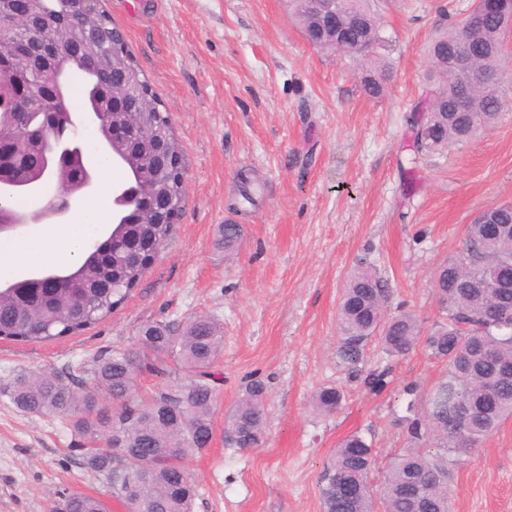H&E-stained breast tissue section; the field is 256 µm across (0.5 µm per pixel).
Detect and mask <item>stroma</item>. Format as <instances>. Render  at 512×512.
<instances>
[{
    "instance_id": "obj_1",
    "label": "stroma",
    "mask_w": 512,
    "mask_h": 512,
    "mask_svg": "<svg viewBox=\"0 0 512 512\" xmlns=\"http://www.w3.org/2000/svg\"><path fill=\"white\" fill-rule=\"evenodd\" d=\"M472 0H381L392 42L386 94L362 89L348 57L312 47L288 0H102L173 125L184 168L177 232L140 288L81 335L49 343L0 342V512H53L59 494L106 497L87 469L70 416H31L2 385L21 369L59 373L137 351L142 326L198 315L224 330L213 440L190 461L191 512H322L321 477L338 443L363 433L379 483L406 445L408 407L423 411L444 363L416 349L387 362L368 344L358 366L337 355V308L349 272L389 278V314L438 317L432 273L463 246L480 209L512 202V113L443 152L412 153L406 117L427 82V44ZM256 187L254 203L239 178ZM244 237L224 251V227ZM391 366L379 391L365 376ZM267 387L266 436L242 450L225 417L252 378ZM327 383L343 406L312 405ZM415 385L416 399L405 388ZM453 512H512V419L460 467L450 466Z\"/></svg>"
}]
</instances>
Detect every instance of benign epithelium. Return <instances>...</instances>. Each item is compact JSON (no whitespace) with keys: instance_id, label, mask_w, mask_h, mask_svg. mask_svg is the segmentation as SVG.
I'll return each mask as SVG.
<instances>
[{"instance_id":"7a95c632","label":"benign epithelium","mask_w":512,"mask_h":512,"mask_svg":"<svg viewBox=\"0 0 512 512\" xmlns=\"http://www.w3.org/2000/svg\"><path fill=\"white\" fill-rule=\"evenodd\" d=\"M39 0H7L0 10V149L15 145L18 136L41 148L31 154L13 151L14 157L36 172L31 181H20L14 169L0 161V182L8 178L12 187L45 188L57 182V192L46 204L31 207L25 203L0 211V240L28 224L58 223L71 201L93 188L96 168L89 157V146L73 123L59 124L58 113L81 112L92 121L108 120V136L96 142L95 151L107 155L113 165L126 169L130 161L123 145L142 124L132 117L157 112L159 106L142 94L127 90L121 59L124 52L112 44L106 53L97 49L88 34L103 32L90 0H67V10L40 17ZM329 33L336 34L337 0H307ZM78 61L83 74L91 73L95 84L76 96L68 61ZM160 182L138 176L134 184L123 181L112 187L113 222L146 224L157 211Z\"/></svg>"}]
</instances>
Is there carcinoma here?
Listing matches in <instances>:
<instances>
[{
	"instance_id": "carcinoma-1",
	"label": "carcinoma",
	"mask_w": 512,
	"mask_h": 512,
	"mask_svg": "<svg viewBox=\"0 0 512 512\" xmlns=\"http://www.w3.org/2000/svg\"><path fill=\"white\" fill-rule=\"evenodd\" d=\"M375 0H343L336 52L369 62L365 93L385 92L378 71L383 36ZM306 39L320 48L326 36L300 0H289ZM512 29V0H475L472 9L430 42L429 86L407 122L416 151H445L495 126L512 110V66L503 61ZM157 148L174 135L153 113ZM176 225L162 213L153 224H116L94 249H84L68 277L40 291L0 298V340L16 344L77 336L112 315L141 285L169 245ZM440 316L430 328L412 313L389 317L390 281L371 266L349 275L338 307L339 356L357 365L374 341L388 358L418 346L447 366L427 408L407 410L406 447L387 466L377 488L368 476L375 464L372 443L359 433L336 448L321 490L323 512H452L448 463L464 464L500 425L512 418V204L489 208V223L466 227L462 250L432 275ZM139 353L115 352L98 360L95 386L80 384L68 370L16 374L5 387L21 410L33 415L69 414L87 439L82 462L110 478V497L128 512H189L194 484L189 456L207 448L214 429L217 364L224 349L222 327L198 316L185 325L154 323L138 336ZM157 371L173 383L147 401L134 398L137 372ZM266 388L250 380L228 417L231 444L253 448L265 433ZM343 392L321 387L313 404L322 414L341 407ZM438 449L432 455L428 444ZM179 448L177 456L169 449ZM56 512H109L107 502L84 493L65 496Z\"/></svg>"
}]
</instances>
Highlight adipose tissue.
<instances>
[{
	"instance_id": "1",
	"label": "adipose tissue",
	"mask_w": 512,
	"mask_h": 512,
	"mask_svg": "<svg viewBox=\"0 0 512 512\" xmlns=\"http://www.w3.org/2000/svg\"><path fill=\"white\" fill-rule=\"evenodd\" d=\"M108 214L106 204L101 202L96 209L87 211L83 219L60 225L37 238L0 240V276L17 274L16 259L20 256L30 262L49 255L60 264L78 263L87 236L105 222Z\"/></svg>"
}]
</instances>
